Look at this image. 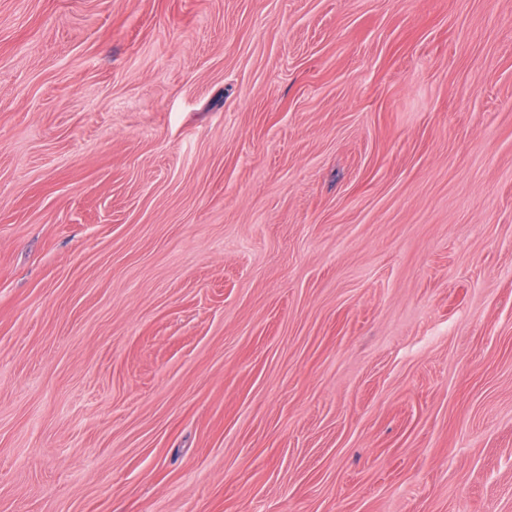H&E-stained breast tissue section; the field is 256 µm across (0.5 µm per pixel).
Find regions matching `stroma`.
<instances>
[{
  "label": "stroma",
  "instance_id": "35a3bbf8",
  "mask_svg": "<svg viewBox=\"0 0 512 512\" xmlns=\"http://www.w3.org/2000/svg\"><path fill=\"white\" fill-rule=\"evenodd\" d=\"M0 512H512V0H0Z\"/></svg>",
  "mask_w": 512,
  "mask_h": 512
}]
</instances>
